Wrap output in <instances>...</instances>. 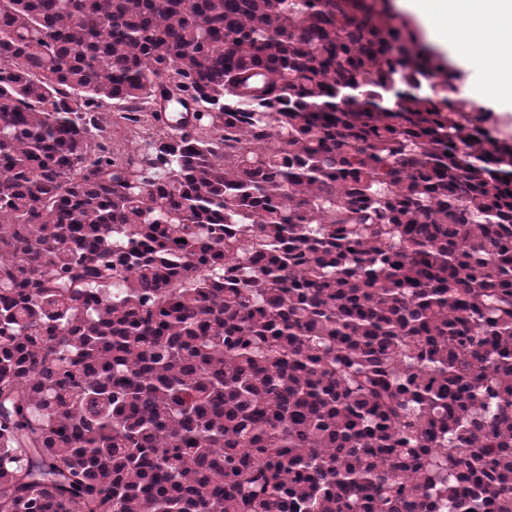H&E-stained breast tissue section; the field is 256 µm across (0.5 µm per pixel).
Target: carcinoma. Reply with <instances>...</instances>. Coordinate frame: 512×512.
I'll return each instance as SVG.
<instances>
[{
  "label": "carcinoma",
  "mask_w": 512,
  "mask_h": 512,
  "mask_svg": "<svg viewBox=\"0 0 512 512\" xmlns=\"http://www.w3.org/2000/svg\"><path fill=\"white\" fill-rule=\"evenodd\" d=\"M476 111L385 0H0V512H512Z\"/></svg>",
  "instance_id": "1"
}]
</instances>
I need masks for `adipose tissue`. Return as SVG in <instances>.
Listing matches in <instances>:
<instances>
[{
	"instance_id": "1",
	"label": "adipose tissue",
	"mask_w": 512,
	"mask_h": 512,
	"mask_svg": "<svg viewBox=\"0 0 512 512\" xmlns=\"http://www.w3.org/2000/svg\"><path fill=\"white\" fill-rule=\"evenodd\" d=\"M400 9L420 25L426 40L469 71L465 91L478 103L512 110V0H482L465 13L462 0H398Z\"/></svg>"
}]
</instances>
